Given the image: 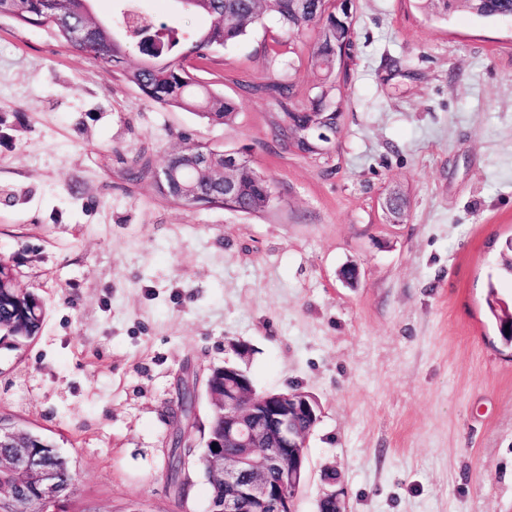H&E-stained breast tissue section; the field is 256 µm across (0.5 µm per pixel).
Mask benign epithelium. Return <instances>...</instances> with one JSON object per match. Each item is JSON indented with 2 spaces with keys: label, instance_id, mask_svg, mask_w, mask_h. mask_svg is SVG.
<instances>
[{
  "label": "benign epithelium",
  "instance_id": "1",
  "mask_svg": "<svg viewBox=\"0 0 512 512\" xmlns=\"http://www.w3.org/2000/svg\"><path fill=\"white\" fill-rule=\"evenodd\" d=\"M282 128L288 137H280L285 147L297 139H308L307 130L320 140L329 142L338 132L322 124L307 125L300 132L290 129V122ZM248 167L238 152L224 151V203L236 198L239 191L237 174ZM159 186H167L168 199L178 202L176 195L183 189L179 180L170 177L163 167L155 174ZM224 396L206 390L210 404L224 406V442H204V458L213 479L224 482L233 490L242 489L244 498L234 493L224 497V512H297L298 496L307 480L305 448L310 433L321 420V407L315 397L300 389L281 392L257 393L245 371L224 365ZM173 421L182 427L180 447L195 448L188 426L194 418H181L180 408L173 411ZM310 420L302 430L297 426L300 417ZM10 448L7 455L0 454V469L13 474L17 483H35L41 498L32 501L11 486L0 485V505L7 512H43L60 504L56 472L40 465L33 457L28 441H19L12 429L0 426V446ZM226 448L237 452L228 454Z\"/></svg>",
  "mask_w": 512,
  "mask_h": 512
}]
</instances>
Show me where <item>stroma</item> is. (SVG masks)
<instances>
[{
	"label": "stroma",
	"mask_w": 512,
	"mask_h": 512,
	"mask_svg": "<svg viewBox=\"0 0 512 512\" xmlns=\"http://www.w3.org/2000/svg\"><path fill=\"white\" fill-rule=\"evenodd\" d=\"M353 45L340 131L307 157L277 138L267 85L306 105L313 43L275 20L192 59L240 103L214 125L0 18V258L47 309L35 340L0 349V415L68 458L73 512H208L199 470L184 498L168 480L169 412L194 386L200 437L237 342L257 390L322 406L300 512L332 485L346 512H512V348L485 302L491 282L512 298V20L355 0ZM195 145L243 152L270 207L164 199L154 171Z\"/></svg>",
	"instance_id": "1"
}]
</instances>
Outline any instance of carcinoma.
Returning <instances> with one entry per match:
<instances>
[{"label":"carcinoma","instance_id":"carcinoma-1","mask_svg":"<svg viewBox=\"0 0 512 512\" xmlns=\"http://www.w3.org/2000/svg\"><path fill=\"white\" fill-rule=\"evenodd\" d=\"M87 2L89 0H0V17L49 28L68 45L71 44L70 29L78 25L87 33L88 57L101 62L109 72L124 70L149 102L161 108L191 111L212 123L224 125L234 119L239 110L238 103L200 81L188 61L193 57L204 58L214 50L243 40L254 26L271 15L287 31H317L311 55V68L316 75L314 93L309 105L287 109L288 118L294 126L302 127L313 120L315 112L338 111L340 87L348 79V63L336 60V33H341L344 39L353 38L351 5L335 6L325 0L314 9H301L295 0H189L188 14L209 19V25L189 43L180 27L141 16L131 9L121 12L118 26L122 37L117 39L108 28L90 21ZM417 2L430 17L443 21L459 9L484 20L512 16V0H485L479 7L472 0ZM146 34L162 45V53L144 56L143 63L135 69L124 68L130 52L143 53L141 39ZM191 163L195 164L189 175L191 203L224 206V151L198 146L169 157L165 165L174 173H183ZM239 179L242 194L236 204L244 210L256 199L261 179L251 168ZM486 305L503 344L511 347L512 307L498 297L492 284L488 288ZM45 314V305L38 295L24 290L1 292L0 348L17 350L28 343L31 337L39 334ZM32 447L46 465L56 470L60 495L70 496L76 477L68 462L44 439L32 443Z\"/></svg>","mask_w":512,"mask_h":512}]
</instances>
